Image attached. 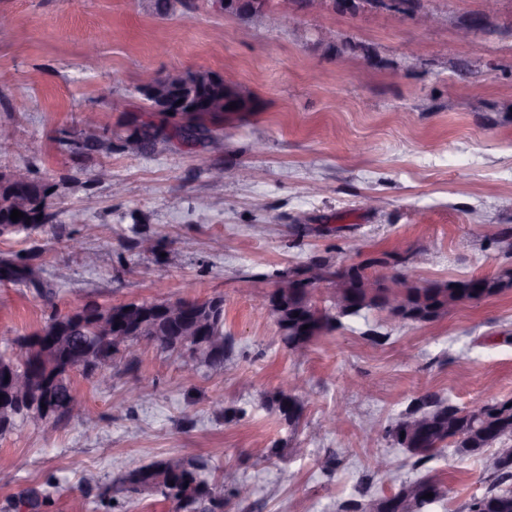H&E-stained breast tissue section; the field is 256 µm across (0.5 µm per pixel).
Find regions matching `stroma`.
<instances>
[{
  "label": "stroma",
  "mask_w": 512,
  "mask_h": 512,
  "mask_svg": "<svg viewBox=\"0 0 512 512\" xmlns=\"http://www.w3.org/2000/svg\"><path fill=\"white\" fill-rule=\"evenodd\" d=\"M436 25L411 14L366 8L300 14L291 28L217 11L211 0H0V174L28 169L50 188L55 223L0 237L1 256H21L52 297L0 284V348L39 329L51 315L84 304L224 298V332L234 348L224 369L186 373L181 360L150 344L116 355L112 388L82 373L70 379L87 408L55 425L23 426L0 437V512L21 490L48 488L50 512L83 497L89 512L126 470L193 449L209 482L238 478L254 495L248 509L224 512H340L361 480L386 492L420 474L383 435L424 391L471 408L512 399V290L465 303L426 324L367 320L316 338L294 358L265 301L279 271L315 257L347 267L373 254L408 249L400 265L411 284L493 276L512 267L485 240V225L512 230V0H498L467 50L457 31L482 0H416ZM336 34L335 44L320 40ZM98 40L97 69L84 48ZM169 53L159 54V44ZM173 69H206L239 85L247 112L209 122L223 135L159 143L139 155L124 147L139 121L185 125L181 113L154 112L139 86ZM108 115L88 131L83 110ZM95 136L102 147L80 161L66 137ZM223 167V185L209 178ZM107 177H98L99 168ZM98 225L86 243L71 211ZM153 236L156 251L136 241ZM384 324L375 344L366 323ZM306 388L296 434L262 406L284 377ZM142 388L129 401L130 385ZM343 419L328 423L330 415ZM278 442L279 457L256 449ZM345 457L324 475L329 455ZM382 454L388 470L375 472ZM427 467L450 488L433 512H460L482 495L487 476L454 450Z\"/></svg>",
  "instance_id": "35a3bbf8"
}]
</instances>
